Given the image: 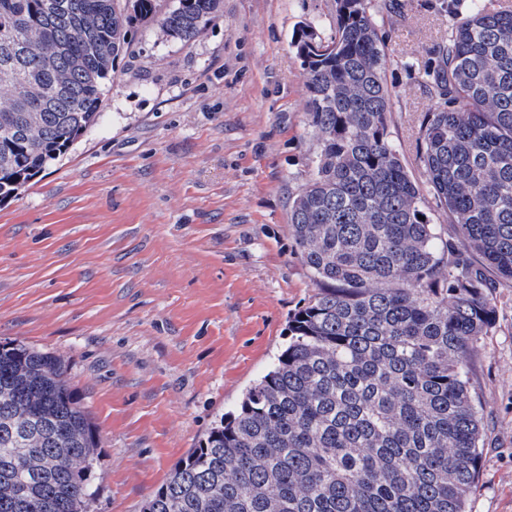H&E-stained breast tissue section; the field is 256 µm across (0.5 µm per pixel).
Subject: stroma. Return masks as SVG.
I'll list each match as a JSON object with an SVG mask.
<instances>
[{"label": "stroma", "instance_id": "35a3bbf8", "mask_svg": "<svg viewBox=\"0 0 512 512\" xmlns=\"http://www.w3.org/2000/svg\"><path fill=\"white\" fill-rule=\"evenodd\" d=\"M194 41L136 25L100 116L0 201V341L60 357L100 440L90 512H141L233 410L313 295L289 199L311 169L291 45L329 34L334 0H223ZM467 0H373L387 47L389 131L420 176L436 102L423 70ZM468 350L483 419L471 512H512V288Z\"/></svg>", "mask_w": 512, "mask_h": 512}]
</instances>
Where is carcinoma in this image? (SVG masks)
<instances>
[{
  "instance_id": "obj_1",
  "label": "carcinoma",
  "mask_w": 512,
  "mask_h": 512,
  "mask_svg": "<svg viewBox=\"0 0 512 512\" xmlns=\"http://www.w3.org/2000/svg\"><path fill=\"white\" fill-rule=\"evenodd\" d=\"M0 0V200L94 124L138 18L189 42L223 0ZM315 150L290 201L315 292L288 342L143 512H470L482 422L460 356L512 288V9L470 0L424 70L419 161L390 138L372 0L292 42ZM483 257L484 263L474 260ZM55 355L0 344V512H87L99 440Z\"/></svg>"
}]
</instances>
